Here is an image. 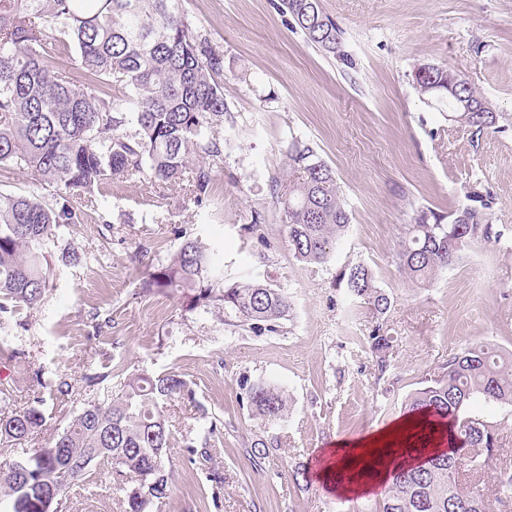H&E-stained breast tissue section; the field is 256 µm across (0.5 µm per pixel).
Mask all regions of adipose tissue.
I'll list each match as a JSON object with an SVG mask.
<instances>
[{
    "instance_id": "1",
    "label": "adipose tissue",
    "mask_w": 512,
    "mask_h": 512,
    "mask_svg": "<svg viewBox=\"0 0 512 512\" xmlns=\"http://www.w3.org/2000/svg\"><path fill=\"white\" fill-rule=\"evenodd\" d=\"M423 416L403 417L386 429L369 433L353 440H341L336 444L332 453V460L325 470H319L317 477L327 487H334L336 473H348L354 475L359 467L363 466L366 459H374L375 469L369 481L356 480L348 487L349 492L357 494L365 490L368 484H378L389 476V470L393 458L389 456V449L398 447L400 440L410 439L411 435L419 431L426 424Z\"/></svg>"
}]
</instances>
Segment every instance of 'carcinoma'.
<instances>
[{
	"instance_id": "1",
	"label": "carcinoma",
	"mask_w": 512,
	"mask_h": 512,
	"mask_svg": "<svg viewBox=\"0 0 512 512\" xmlns=\"http://www.w3.org/2000/svg\"><path fill=\"white\" fill-rule=\"evenodd\" d=\"M293 24L325 53L348 61L342 30L322 0H282ZM69 57L84 80L76 82L60 64ZM224 52L195 30L181 0H0V168L31 173L35 185L56 188L57 202L45 206L39 194H0V326L18 310L33 309L53 287L45 248L64 224L106 223L85 199L103 184L147 173L152 184L191 182L194 201L208 200L215 169L223 162ZM456 72L430 66L416 77L421 95L445 98L448 108L482 101ZM495 125L492 112H475L469 126L479 135ZM132 126L134 133L122 129ZM293 179L284 201L288 246L306 263L324 262L349 223L333 169L307 143L295 140L288 152ZM475 204L444 215L417 211L398 250L401 270L416 286L430 284L448 269L465 243L490 237L495 199L473 194ZM346 293L378 315L391 299L371 269L355 264L339 277ZM150 284L173 292L185 310L205 308L224 325L257 335L278 333L290 312L288 296L250 278L230 285L210 249L186 241ZM369 349L378 371L388 368L391 337L375 330ZM30 353L0 336V368L6 379L27 372ZM247 407L273 423L288 418V397L265 382L242 383ZM188 383L170 372L142 369L127 377L109 400H83L66 427L41 448L22 449L0 461V512H13L18 478L25 465L38 512H65L69 489L92 467L109 464L116 481L131 480L126 512H146L170 492L165 457L171 432L164 405L192 398ZM512 406V351L480 345L463 347L427 384L413 393L406 413L425 412L452 423L454 448L427 451L430 435L412 449L422 460L399 465L372 512H512V474L484 479L487 461L499 450L495 430L474 416H460L475 398ZM13 388H0V441L20 444L43 430L44 400L14 408ZM273 446L253 442L249 455L260 466Z\"/></svg>"
}]
</instances>
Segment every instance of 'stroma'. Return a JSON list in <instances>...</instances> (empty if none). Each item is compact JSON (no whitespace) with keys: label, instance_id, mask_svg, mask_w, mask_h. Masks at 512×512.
Here are the masks:
<instances>
[{"label":"stroma","instance_id":"1","mask_svg":"<svg viewBox=\"0 0 512 512\" xmlns=\"http://www.w3.org/2000/svg\"><path fill=\"white\" fill-rule=\"evenodd\" d=\"M280 0H182L192 26L224 53L229 112L219 136L224 163L209 201L188 181L154 186L140 175L96 192L103 224L60 227L50 245L54 283L41 304L21 309L17 343L42 380L18 377L16 407L44 398L40 447L82 400H107L139 369L186 379L192 400L169 402V496L151 512H369L382 490L345 502L322 482L295 484L323 450L401 418L412 393L465 346L512 350V0H322L340 27L344 65L283 15ZM450 68L497 116L481 135L448 122V110L416 88L420 65ZM335 171L350 222L327 262L297 261L288 247L281 195L293 138ZM491 193L499 240L474 239L428 286L412 285L397 259L405 228L421 209L443 213ZM261 214L250 231L253 214ZM211 248L226 281L247 275L285 292L290 317L277 334L224 325L207 310L184 311L176 295L147 289L149 272L181 245ZM80 260L63 264L62 253ZM366 264L391 298L376 315L348 297L339 273ZM391 336L378 374L367 339ZM101 374L95 388L82 376ZM68 398L52 389L58 377ZM270 381L288 395V419L270 423L242 405V381ZM217 423L207 455L199 428ZM275 450L254 466L255 440ZM224 476L213 493L211 469ZM69 512H124L110 466L70 492Z\"/></svg>","mask_w":512,"mask_h":512}]
</instances>
